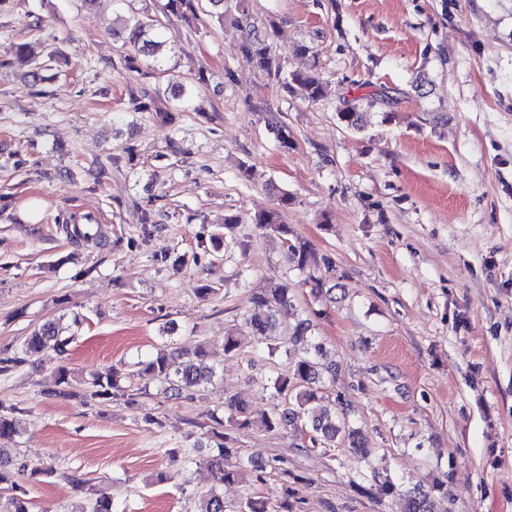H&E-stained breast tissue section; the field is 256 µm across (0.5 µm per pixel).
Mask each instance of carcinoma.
I'll list each match as a JSON object with an SVG mask.
<instances>
[{"label": "carcinoma", "instance_id": "cac0c4a2", "mask_svg": "<svg viewBox=\"0 0 512 512\" xmlns=\"http://www.w3.org/2000/svg\"><path fill=\"white\" fill-rule=\"evenodd\" d=\"M238 17L235 24L242 28L241 40L238 49L241 55L260 73L276 78L281 90L293 96L316 102L326 96V82L321 73L310 68L305 72L284 73L281 57L272 52L269 39L277 32V24L269 20L266 32L262 35L248 26H243L248 15V0H235ZM167 14L184 21L189 18H198L202 12L210 16L219 24H224V0H167ZM162 26V22L153 18L134 17L131 20L128 40L133 44V53L125 57V68L131 72L139 71L140 57H155L162 48V43L152 38V33ZM13 62L26 69L25 75L36 77L38 72L48 69L52 65H59L65 60L64 54L52 49L47 54L36 56L26 43H16L12 47ZM130 100L135 109L143 112H155L158 119L163 122L173 120L167 109L157 106L154 95L145 89L130 90ZM338 121L347 128L361 129L366 123L365 113L359 111L355 101L346 100L336 112ZM266 127L275 135L276 141L283 150L293 147V140L288 133V125L280 116L268 112L265 117ZM292 201L291 196L283 194L279 197L278 206L264 209L254 216V224L259 229L275 233L283 238L286 246L288 262L297 270L307 274L306 282L314 288H322L327 276L334 270V262L327 255L318 254L308 242L293 234L283 221V211ZM71 238L80 241H99L101 238L99 228L95 224H76L69 232ZM293 298L289 294L288 285H283L272 294L255 291L250 297V313L245 319L246 327L258 341L265 344L276 339L291 346L296 353L293 379L279 378L275 380L276 391L290 399L295 400L292 407L284 408L278 412L265 414L256 420L252 417L246 403L231 399L228 406L238 415L236 424L248 427L256 422L269 431L287 428L297 420L305 421L314 435L313 441H318L325 447L334 448L336 442L347 445L350 450L360 456L367 454L362 435L359 431L350 428L347 422V412L336 416L330 407L322 404V387L325 378L333 373L332 367L321 362L324 347L312 340V324L308 319H300L288 327L284 335L279 333L277 314L280 310L292 306ZM76 339V334L61 335V328L57 322H49L33 329L22 341L16 354L0 361V372H7L31 362V358L52 347L60 353L67 351V347ZM136 370L127 373L129 377L149 379L166 385V390L174 395L192 394L203 389L217 378L214 366L208 363L207 345L201 342L196 350L182 352L170 345L156 353L155 356L135 363ZM117 372L107 381L99 378L89 382V397L110 398L112 388L116 386ZM23 411L16 407L0 410V438L14 437L23 430ZM224 442L218 444L216 450L207 456L206 463L214 472L216 485L201 494L200 512H224V497L218 486L226 482L238 480L241 472L239 466L229 462L234 448L232 439L224 434ZM41 475L49 478L54 475L55 469L50 465L29 468L24 460H0V491H7V495L0 494V512H33L34 503L29 498V491L23 485L25 473ZM93 498L89 512H118L112 497L93 487L89 488ZM406 512H432L427 495L420 492L406 495Z\"/></svg>", "mask_w": 512, "mask_h": 512}]
</instances>
